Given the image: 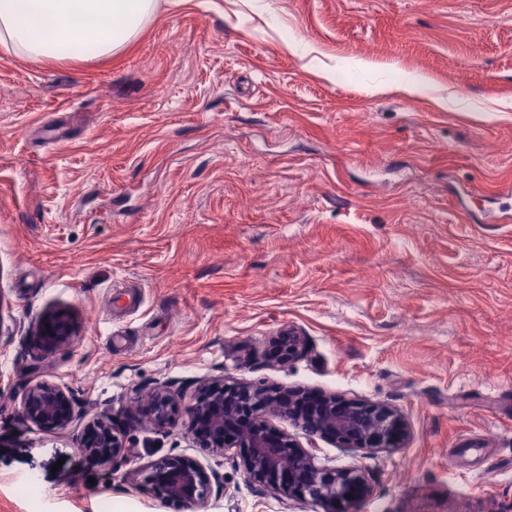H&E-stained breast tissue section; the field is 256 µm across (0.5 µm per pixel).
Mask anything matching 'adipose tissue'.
Segmentation results:
<instances>
[{
    "mask_svg": "<svg viewBox=\"0 0 512 512\" xmlns=\"http://www.w3.org/2000/svg\"><path fill=\"white\" fill-rule=\"evenodd\" d=\"M158 0H0V47L31 60L107 57L155 16ZM95 31L87 40V31Z\"/></svg>",
    "mask_w": 512,
    "mask_h": 512,
    "instance_id": "adipose-tissue-1",
    "label": "adipose tissue"
}]
</instances>
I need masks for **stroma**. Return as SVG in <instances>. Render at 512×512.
Listing matches in <instances>:
<instances>
[{
	"label": "stroma",
	"instance_id": "1",
	"mask_svg": "<svg viewBox=\"0 0 512 512\" xmlns=\"http://www.w3.org/2000/svg\"><path fill=\"white\" fill-rule=\"evenodd\" d=\"M162 2L109 58L0 50V512H173L141 473L170 453L218 475L203 512H324L134 421L213 377L395 406L402 448L318 444L368 477L354 512H512V0ZM25 379L73 422L25 421ZM103 410L135 442L109 467L78 448ZM74 329L71 315L63 310L47 314L41 321L38 337L46 350L53 351L69 344ZM303 350L301 336L293 329H283L269 342L266 356L279 363H288L300 356ZM22 414L44 430L64 428L76 417L77 402L67 391L48 383L23 381Z\"/></svg>",
	"mask_w": 512,
	"mask_h": 512
}]
</instances>
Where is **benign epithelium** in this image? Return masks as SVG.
I'll list each match as a JSON object with an SVG mask.
<instances>
[{"label":"benign epithelium","instance_id":"7a95c632","mask_svg":"<svg viewBox=\"0 0 512 512\" xmlns=\"http://www.w3.org/2000/svg\"><path fill=\"white\" fill-rule=\"evenodd\" d=\"M74 329L63 310L47 314L38 335L45 349L69 344ZM304 343L293 329H283L266 349L268 359L288 363L302 354ZM22 414L44 430L64 428L76 417L77 402L67 391L48 383L23 381ZM142 419L156 429L183 421L194 443L205 450L234 449L246 477L290 497L320 503L326 512H354L371 494L366 476L354 468L318 466L316 440L342 448L387 450L402 447L410 436L400 411L383 402L356 400L316 390L268 388L226 381L203 383L194 401L184 406L166 383H157L139 400ZM291 421L310 439L304 448L270 423ZM79 449L101 465L131 452L127 425L109 410L89 420ZM210 474L198 462L166 454L149 462L144 483L162 502L175 509H201L211 489Z\"/></svg>","mask_w":512,"mask_h":512}]
</instances>
